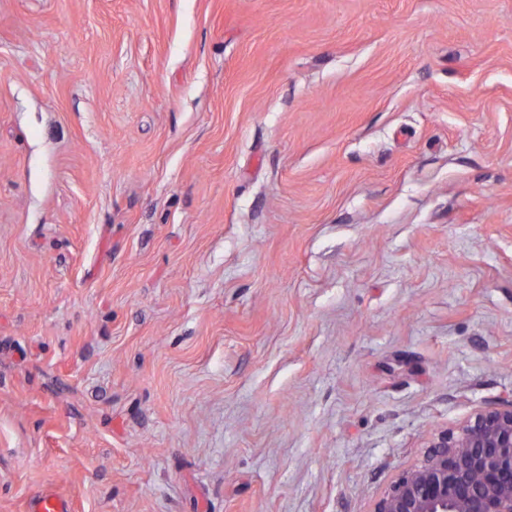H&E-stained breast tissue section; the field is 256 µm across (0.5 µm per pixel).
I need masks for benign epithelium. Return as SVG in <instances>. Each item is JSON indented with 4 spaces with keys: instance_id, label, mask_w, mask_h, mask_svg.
I'll return each mask as SVG.
<instances>
[{
    "instance_id": "obj_1",
    "label": "benign epithelium",
    "mask_w": 512,
    "mask_h": 512,
    "mask_svg": "<svg viewBox=\"0 0 512 512\" xmlns=\"http://www.w3.org/2000/svg\"><path fill=\"white\" fill-rule=\"evenodd\" d=\"M427 447L372 512H512V401L476 409Z\"/></svg>"
}]
</instances>
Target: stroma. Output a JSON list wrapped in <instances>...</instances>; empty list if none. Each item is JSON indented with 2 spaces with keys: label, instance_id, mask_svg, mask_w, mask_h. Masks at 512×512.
I'll use <instances>...</instances> for the list:
<instances>
[{
  "label": "stroma",
  "instance_id": "obj_1",
  "mask_svg": "<svg viewBox=\"0 0 512 512\" xmlns=\"http://www.w3.org/2000/svg\"><path fill=\"white\" fill-rule=\"evenodd\" d=\"M512 400V0H0V512H372ZM29 512H73L70 500L48 490H42L28 500Z\"/></svg>",
  "mask_w": 512,
  "mask_h": 512
}]
</instances>
